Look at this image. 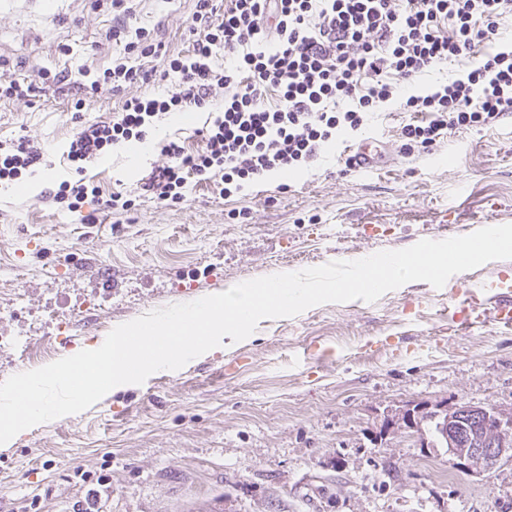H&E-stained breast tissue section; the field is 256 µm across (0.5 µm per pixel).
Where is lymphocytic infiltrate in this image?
I'll return each instance as SVG.
<instances>
[{
	"mask_svg": "<svg viewBox=\"0 0 512 512\" xmlns=\"http://www.w3.org/2000/svg\"><path fill=\"white\" fill-rule=\"evenodd\" d=\"M112 7L120 51L111 67L90 80L46 70L36 85L1 59L0 99L68 95L78 112L102 89L122 94L119 111L83 125L69 142L63 156L79 167L145 140L161 120L213 107L223 89L222 108L196 131L200 150L160 142L164 162L141 188L161 203L183 200L193 177L239 192L269 173L311 166L327 143L357 133L381 105L416 114L401 129L410 154L512 112V45L499 37L512 0H195L191 46L177 54L158 29L135 24L131 0H112ZM444 62L460 63L453 80L413 89L414 80ZM156 80L169 82L165 94L131 91ZM270 89L278 94L272 104ZM41 159L26 138L0 144V182L17 180Z\"/></svg>",
	"mask_w": 512,
	"mask_h": 512,
	"instance_id": "f902f5d3",
	"label": "lymphocytic infiltrate"
}]
</instances>
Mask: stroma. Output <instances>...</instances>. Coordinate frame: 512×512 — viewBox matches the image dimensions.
Segmentation results:
<instances>
[{
    "instance_id": "35a3bbf8",
    "label": "stroma",
    "mask_w": 512,
    "mask_h": 512,
    "mask_svg": "<svg viewBox=\"0 0 512 512\" xmlns=\"http://www.w3.org/2000/svg\"><path fill=\"white\" fill-rule=\"evenodd\" d=\"M192 0H138V24L161 27L186 51ZM111 0H44L0 10V57L43 70L112 64ZM72 45L61 54L59 44ZM101 92L73 116L66 101L0 100V141L41 147L40 183L0 187V382L74 354L117 325L281 270L408 248L420 240L512 223V114L464 129L430 152L405 155L398 106L369 113L376 170L348 160L341 138L287 182L262 178L222 194L194 181L173 205L140 198L117 214L103 198L163 161L156 143L200 149L192 124L165 120L148 152L115 148L81 176L101 197L81 214L48 189L79 174L62 157L91 123L118 110ZM93 215L90 224L80 215ZM491 298L512 287V260L452 276L443 288L416 281L376 302L326 303L260 322L250 339L172 374L105 395L90 408L35 426L0 447V512H74L88 488L101 512H512V466L474 476L419 433L390 427L408 409L461 403L512 410V329L487 321L461 330L469 287ZM91 314L77 316L86 300Z\"/></svg>"
}]
</instances>
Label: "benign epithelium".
Masks as SVG:
<instances>
[{
	"label": "benign epithelium",
	"instance_id": "benign-epithelium-1",
	"mask_svg": "<svg viewBox=\"0 0 512 512\" xmlns=\"http://www.w3.org/2000/svg\"><path fill=\"white\" fill-rule=\"evenodd\" d=\"M432 420L455 468L480 474L512 464V412L464 403L439 410Z\"/></svg>",
	"mask_w": 512,
	"mask_h": 512
}]
</instances>
